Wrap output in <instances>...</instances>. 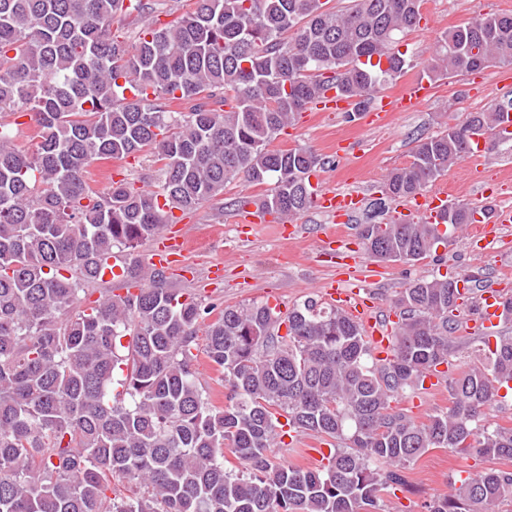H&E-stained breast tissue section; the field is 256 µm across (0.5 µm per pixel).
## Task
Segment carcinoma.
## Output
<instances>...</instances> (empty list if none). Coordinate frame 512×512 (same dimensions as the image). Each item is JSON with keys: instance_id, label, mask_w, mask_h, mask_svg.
I'll list each match as a JSON object with an SVG mask.
<instances>
[{"instance_id": "carcinoma-1", "label": "carcinoma", "mask_w": 512, "mask_h": 512, "mask_svg": "<svg viewBox=\"0 0 512 512\" xmlns=\"http://www.w3.org/2000/svg\"><path fill=\"white\" fill-rule=\"evenodd\" d=\"M0 0V512H378L432 448L512 460V428L477 431L512 382V336L479 342L485 358L450 373L462 345L458 283L416 279L393 302L391 357L373 358L362 326L313 299L283 317L267 304L222 306L168 285L138 248L242 179L270 184L260 207L285 219L314 207L308 175L330 164L311 148H272L329 90L355 102L413 67L397 36L420 25L423 0ZM136 22L112 30L115 18ZM386 58V66L358 61ZM512 62V12L444 33L427 75ZM512 98L416 138L382 198H411L465 159L478 127ZM29 117L27 143L13 127ZM146 159L153 189L91 183L101 161ZM487 209L463 205L453 224ZM369 257L437 253L425 220L361 224ZM124 257L125 294L95 288ZM285 334H279L281 327ZM224 380L217 406L199 357ZM445 370H438L439 366ZM447 382L450 406L417 422L391 402ZM285 422H280V419ZM326 442L327 463L275 461L284 427ZM230 452L237 464L226 458ZM512 470L468 477L426 512H500Z\"/></svg>"}]
</instances>
